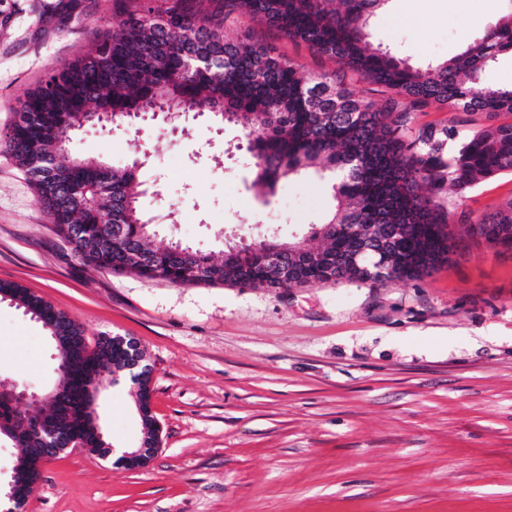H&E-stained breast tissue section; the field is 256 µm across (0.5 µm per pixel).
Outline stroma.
Returning <instances> with one entry per match:
<instances>
[{"mask_svg":"<svg viewBox=\"0 0 512 512\" xmlns=\"http://www.w3.org/2000/svg\"><path fill=\"white\" fill-rule=\"evenodd\" d=\"M0 0V131L49 69L117 25L114 0ZM512 12V0H390L373 46L424 63L449 58ZM226 35L309 72L333 60L232 14ZM241 127L208 116L171 126H87L81 154L139 169L161 235L222 260L233 236H305L332 204L316 176L256 195ZM512 200V174L449 193L454 226ZM44 297L88 340L134 339L153 367L162 427L148 467L87 451L42 466L24 512H512V250L461 237L429 276L288 288L185 286L87 265L50 223L26 175L0 154V280ZM0 379L57 384L49 333L0 300ZM113 448L142 441L127 382L99 400Z\"/></svg>","mask_w":512,"mask_h":512,"instance_id":"1","label":"stroma"}]
</instances>
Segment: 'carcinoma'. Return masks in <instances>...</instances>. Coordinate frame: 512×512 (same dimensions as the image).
<instances>
[{
    "label": "carcinoma",
    "instance_id": "obj_1",
    "mask_svg": "<svg viewBox=\"0 0 512 512\" xmlns=\"http://www.w3.org/2000/svg\"><path fill=\"white\" fill-rule=\"evenodd\" d=\"M121 0L117 28L94 48L62 69H51L26 96L18 112H36L34 124L14 122L0 136V153L27 175L50 222L59 234L75 227L78 235L98 237L95 266L131 273L139 270L132 252L144 250L166 260L167 279L187 280V269L175 258V242L152 231L146 219L137 168H114L71 153L65 138L73 130L100 122L89 112H67L68 101H95L118 123L136 124L145 113L196 112L205 108L222 123L244 130L255 178L253 187L273 192L278 181L313 170L332 183L335 207L321 224L311 227L304 241L320 245L308 251L325 259L348 245L343 229L352 224L393 225L399 230L397 253L381 255L383 284L395 279H419L435 269L448 253L444 226L450 213L435 203L453 191L463 197L482 181L512 174V88H491L486 68L503 53H512V14L500 19L481 38L446 60L415 65L389 49L373 48L370 22L388 0ZM233 13L247 14L279 29L291 40L306 43L316 54L338 63L372 84L391 91L381 102L356 97L337 73H312L291 59L275 55L247 38H224V21ZM107 55L112 74L89 60ZM429 100L448 103L485 117L489 124L475 132L453 127L437 129L416 124L414 111ZM458 138L452 151L445 140ZM49 156L57 177L35 172L32 159ZM113 224L126 225V241H112ZM464 225L503 244L512 243V201L477 221ZM280 239L228 243L234 267L217 280L223 285L273 287L264 282L260 253ZM366 268H347L341 282H367ZM329 281L325 270L312 264L296 283ZM17 299L20 307L40 321L51 336H71L72 345L55 349L60 383L42 393L47 423L63 436L77 433L88 448L107 455L84 415L88 378L103 380L125 367L120 343L112 336L84 345L83 331L43 298L13 282L0 281V298ZM150 377L133 386L146 444L161 443L160 428L150 414ZM48 431L31 427L16 434L13 409L0 401V437L20 449L15 469L24 471L45 447Z\"/></svg>",
    "mask_w": 512,
    "mask_h": 512
}]
</instances>
